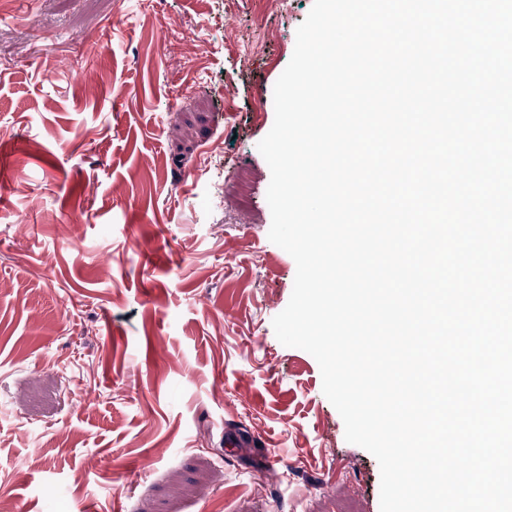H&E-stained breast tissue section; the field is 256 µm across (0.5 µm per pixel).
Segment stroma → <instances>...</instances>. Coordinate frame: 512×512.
Here are the masks:
<instances>
[{
  "mask_svg": "<svg viewBox=\"0 0 512 512\" xmlns=\"http://www.w3.org/2000/svg\"><path fill=\"white\" fill-rule=\"evenodd\" d=\"M312 5L0 0V500L381 512L378 461L272 326L296 263L258 144ZM228 427L263 446L226 457Z\"/></svg>",
  "mask_w": 512,
  "mask_h": 512,
  "instance_id": "1",
  "label": "stroma"
}]
</instances>
